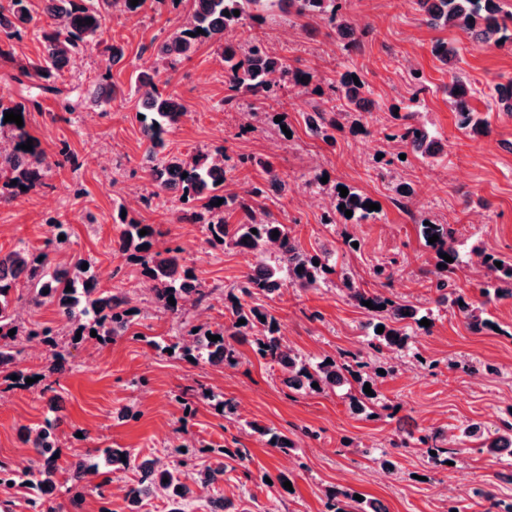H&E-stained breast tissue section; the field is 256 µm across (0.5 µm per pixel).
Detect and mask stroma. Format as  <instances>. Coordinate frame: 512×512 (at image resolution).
<instances>
[{"instance_id": "1", "label": "stroma", "mask_w": 512, "mask_h": 512, "mask_svg": "<svg viewBox=\"0 0 512 512\" xmlns=\"http://www.w3.org/2000/svg\"><path fill=\"white\" fill-rule=\"evenodd\" d=\"M190 9L189 0H150L137 14L113 9L97 42L91 43L65 86H78L111 73L121 94L104 108L84 104L74 113L61 111L53 97L31 113L28 131L36 137L50 164L44 187L0 203V250L26 243L40 251L51 247L58 259L91 260L100 285L135 292L139 312L129 330L104 345L73 350L53 390L34 382L24 389L0 380V463L27 467L33 452L28 430L62 419L66 444L57 461L53 492L57 512H126L124 496L114 486L136 484L138 463L154 458L180 466L187 484L205 466L223 462V480L199 490L186 512H210L220 498L225 512H329L332 494L348 492L376 500L386 512H503L512 504V456H491L462 441L461 430L473 422L487 430L512 420V298L487 304L493 328L472 331L455 299L483 301L484 273L476 272L481 255L512 262V117L489 110L496 86L512 83V44L481 49L470 46L457 30L431 28L413 0H347L344 13L360 45L341 50L331 29L318 19L289 20L277 14L261 33L292 67L310 72L322 86L338 73L356 71L366 86L370 113L365 128L352 117L329 145L311 137L304 124L313 97L292 90L272 119L243 130L224 112L223 66L214 47L204 45L192 59L162 72L158 87L176 94L188 115L169 135L167 148L193 154L223 148L237 168L231 190L264 182L258 166H239L243 157L269 160L286 182L270 191L265 207L286 224L299 248L312 255L331 254L336 271L315 288L286 287L283 294L256 296L280 326L281 338L301 358L342 357L368 353L374 320L349 297L341 273L353 272V284L414 306L426 315L415 328L410 349L384 350L367 373L373 396L362 412L351 408L360 383L349 380L319 392L288 386L280 368L270 367L251 341L236 342L238 363L218 368L165 352L173 342L171 317L142 288L132 260L114 249L122 226L119 207L142 224L159 225L162 246L180 247L188 266L206 284L232 288L256 262V256L227 246H211L201 225L176 220L179 203L169 193L144 206L139 198L152 190L145 169L148 144L136 119L137 76L150 69L156 45ZM439 39L456 41L463 53L459 67L477 94L473 107L485 113L486 134L460 130L443 87L448 74L430 49ZM124 56L108 62V48ZM14 60L0 61V103L11 104L34 92L18 84L19 63L43 52L36 27L13 44ZM420 72L424 92L414 94L411 72ZM416 106L419 119L441 144L440 153L423 158L387 141L397 121L395 110ZM327 175L314 184V174ZM409 183L414 193L400 199L392 178ZM357 190L379 204L377 217L326 224L334 185ZM447 224L459 267L455 290L436 289L434 250L418 233L421 221ZM68 239L55 244V224ZM357 248H350L349 240ZM389 276L377 278L375 266ZM484 302V301H483ZM212 390V398L201 395ZM228 402L232 414L218 410ZM288 437L293 449L283 452L251 433L250 423ZM446 440L449 462L433 466L426 442ZM126 448L134 464L115 472L111 484L74 485L69 464L74 456ZM246 457H239V450ZM386 452L394 472L381 469L377 456ZM287 475L291 490L277 481ZM82 494L80 510L71 499Z\"/></svg>"}]
</instances>
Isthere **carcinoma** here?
Masks as SVG:
<instances>
[{
  "instance_id": "cac0c4a2",
  "label": "carcinoma",
  "mask_w": 512,
  "mask_h": 512,
  "mask_svg": "<svg viewBox=\"0 0 512 512\" xmlns=\"http://www.w3.org/2000/svg\"><path fill=\"white\" fill-rule=\"evenodd\" d=\"M114 0H44L43 13L48 22L40 27V37L44 55L38 63L19 67L20 74L31 81L38 82V89L62 97L61 106L67 112L75 111V105L64 90L56 84L58 77L71 67L79 58L84 47L101 35L109 13L102 6L110 5ZM418 10L431 27L456 28L463 31L471 44L478 48H500L512 44V29L501 16L499 0H415ZM298 17H318L323 20L340 43L342 50L351 52L358 46L352 26L343 12V0H192V6L186 20L167 35L159 45L152 73L140 74L139 88L141 108L138 114L144 138L148 141V161L152 165L148 174L156 187L162 192L178 194L181 207L177 221L186 224H201L206 230L208 242L213 245H227L243 252L264 254L269 244L275 243L278 250L274 258H264L250 272L246 273L234 288L227 293V311L231 315V328L228 334L224 328L211 329L201 325L196 330H188V338L170 345V349L180 351L185 358L222 359L232 366L236 363V350L231 341L239 340L246 331L257 330L254 337L256 354L287 373L285 381L290 385L307 383L340 384L346 375L358 379L368 363L358 357L346 363L331 358L322 359L310 366L292 354V350L283 344L279 336V326L275 318L259 305L247 307L244 298L256 294L272 293L277 287L294 286L313 288L326 275L334 272L326 257L308 255L301 251L290 235L286 225L279 223L260 205L267 197L269 184L282 185L280 176L272 169L266 171L267 180L253 184L240 192L226 190L230 182L232 166L224 149L198 152L192 155L175 154L167 150V135L187 116L184 105L172 94L161 93L155 83L161 70L191 58L200 46L209 44L220 51L224 64V83L227 95L224 97V111L236 112L243 105L250 107V115L268 112L269 102L276 100L292 86L307 88L309 73L293 69L287 60L278 57L268 42L254 36L240 44L224 42V31L232 25L250 21V27L261 26L266 22V14L273 8ZM240 11L234 15V11ZM87 19L93 23L79 24ZM34 17L29 8V0H0V43L3 40L20 39L32 24ZM202 33H197V29ZM461 48L444 40H438L431 46V54L445 66H451L448 84L444 92L448 95L453 112L460 128L473 135H481L487 129V123L472 106L471 99L475 91L471 82L457 68ZM110 73L102 75L90 83L84 90V98L98 106L106 105L116 99L112 84L108 83ZM364 83H355L352 72L339 74L332 90L343 93L348 111H367L368 101L362 96ZM21 111L24 126L13 122H4L5 113ZM42 111L37 96L31 95L13 106L0 105V132L10 133L11 149L0 150V178L3 186L10 189V195L0 193V202H7L11 196L21 191V187L32 190L45 185L49 164L38 143L32 144V150H23L19 145L31 139L26 123L32 112ZM343 113L316 103L313 111L305 117L309 133L326 142L336 140V132L343 129L340 117ZM389 141L400 143L423 158L437 155V142L432 139L423 123L415 118L414 112L405 116V122L395 131L385 135ZM17 184H11V181ZM222 204H217V199ZM372 199L355 191L340 198L344 209L339 212L324 213L323 223H337L336 215H352L363 218L377 217V211L369 210L365 204ZM236 214L238 222H226L225 215ZM419 236L423 241L436 235L438 241L431 248L438 254L436 289L444 291L451 286L457 262L456 252L450 245L453 230L446 224H419ZM147 234L140 235V230ZM257 233H252V230ZM279 236L272 237L273 231ZM163 232L153 224H140L131 221L123 225L120 233L119 250L131 256L140 266V274L153 283L155 303L164 312L183 323L185 306L191 304L200 307L208 303L213 289L207 287L198 278L193 268L182 263V249L166 247L157 249V238ZM449 255L453 261L446 262L443 255ZM496 258H483L482 264L487 270L486 287L482 288L485 301L476 307L457 297L461 302L459 309L468 320L469 327L481 331L492 326L485 317L484 306L494 298L505 294L512 296V263L501 262L495 265ZM85 259L71 258L70 268H62L54 262L48 251H32L21 242L6 254L0 252V374L6 377L17 376L15 383L24 384L28 375L21 368L24 360L25 344L37 341L45 346L44 363L38 375L47 381L57 374L71 356V349L91 338L106 344L121 336L132 325V297L127 291L105 290L98 287V280L92 268L81 269ZM350 298L357 304L369 301L372 312L379 314V320L373 325L369 349L379 353L384 348L403 349L410 339L412 324H420L419 311L408 305H402L388 297L368 294L355 288L350 277H344ZM71 290H66V287ZM25 287L30 294V303L36 307L46 304L56 309L62 325H52L39 321L23 323L15 317L11 307L15 291ZM49 293H44V290ZM174 298L170 304L168 298ZM245 323H239V320ZM384 327L383 333L376 331ZM14 335H9L10 330ZM81 338H76V334ZM218 335L220 339L211 341L207 334ZM59 423L53 422L35 431L30 442L36 454L35 465L22 471L12 470L0 464V489L8 491L16 479L28 477V483L39 489L56 486L58 472L57 454L62 447ZM253 432L268 436L274 440L272 447L283 452L292 448L287 437L270 434V430L256 424L250 425ZM462 437L476 440L479 447L490 453H500L512 446V423L507 422L494 434L484 433L481 425L472 423L462 431ZM103 455L113 470L119 471L129 466L122 458H131V453L122 448H106ZM142 477L131 486L126 498L133 504L142 497L158 492L169 500V512H184L185 501L193 491L181 481L177 470L168 467L159 459L149 460L139 465ZM168 482H163V479ZM335 512H381L373 501H361L357 506L338 500Z\"/></svg>"
}]
</instances>
